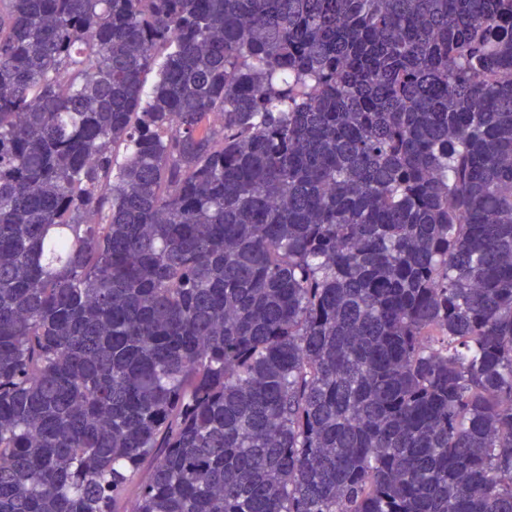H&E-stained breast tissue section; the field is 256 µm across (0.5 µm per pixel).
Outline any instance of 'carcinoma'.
<instances>
[{
    "instance_id": "carcinoma-1",
    "label": "carcinoma",
    "mask_w": 512,
    "mask_h": 512,
    "mask_svg": "<svg viewBox=\"0 0 512 512\" xmlns=\"http://www.w3.org/2000/svg\"><path fill=\"white\" fill-rule=\"evenodd\" d=\"M506 475L512 0H0V512Z\"/></svg>"
}]
</instances>
